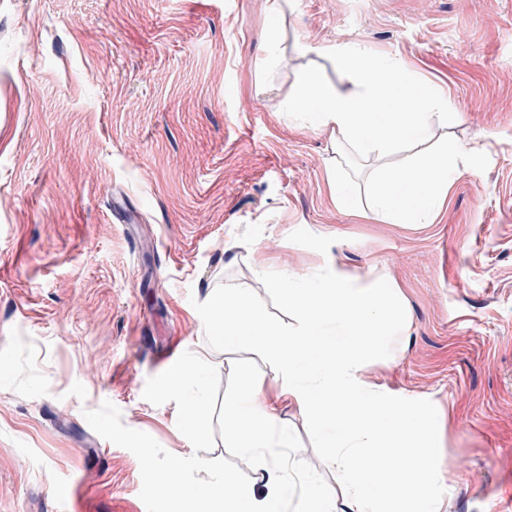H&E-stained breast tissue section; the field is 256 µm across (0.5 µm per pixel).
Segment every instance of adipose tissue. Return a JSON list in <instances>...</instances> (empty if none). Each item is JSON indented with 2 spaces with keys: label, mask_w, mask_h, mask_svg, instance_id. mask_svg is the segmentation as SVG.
Instances as JSON below:
<instances>
[{
  "label": "adipose tissue",
  "mask_w": 512,
  "mask_h": 512,
  "mask_svg": "<svg viewBox=\"0 0 512 512\" xmlns=\"http://www.w3.org/2000/svg\"><path fill=\"white\" fill-rule=\"evenodd\" d=\"M326 53L339 83L310 70L288 101L304 122L329 130L339 160L353 157L376 172L365 216L392 224L434 223L457 175L456 151H433L435 126L459 114L441 88L419 82L403 66L375 61L354 47ZM297 309L295 328L274 326L244 293L209 295L207 337L247 345L266 364L280 396L312 419L317 441L330 448L341 490L309 483L301 512H438L441 424L426 406L375 389L363 372L377 349L403 336L407 313L398 287L379 276L357 285L337 270L275 285ZM224 444L257 470L254 486L220 475L205 485L163 481L176 498L218 502L223 512H291L285 464L269 448L293 441L262 383L237 391L224 405Z\"/></svg>",
  "instance_id": "adipose-tissue-1"
}]
</instances>
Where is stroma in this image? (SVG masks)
Returning <instances> with one entry per match:
<instances>
[{
  "label": "stroma",
  "mask_w": 512,
  "mask_h": 512,
  "mask_svg": "<svg viewBox=\"0 0 512 512\" xmlns=\"http://www.w3.org/2000/svg\"><path fill=\"white\" fill-rule=\"evenodd\" d=\"M322 46L397 59L462 114L436 137L459 175L432 224L361 219L368 170L288 100ZM263 249L266 278L249 259ZM332 266L400 288L405 336L375 387L442 423L440 512H512V0H0V512H146L136 457L84 413L192 454L145 383L192 351L223 399L266 366L201 330L210 289L297 313L269 282ZM292 481L335 487L296 406Z\"/></svg>",
  "instance_id": "obj_1"
}]
</instances>
